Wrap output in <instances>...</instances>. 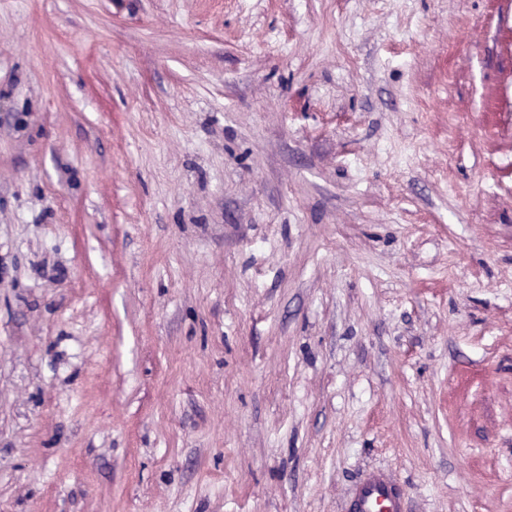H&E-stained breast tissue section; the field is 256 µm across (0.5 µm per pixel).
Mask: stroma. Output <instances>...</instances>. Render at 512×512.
Here are the masks:
<instances>
[{"instance_id":"1","label":"stroma","mask_w":512,"mask_h":512,"mask_svg":"<svg viewBox=\"0 0 512 512\" xmlns=\"http://www.w3.org/2000/svg\"><path fill=\"white\" fill-rule=\"evenodd\" d=\"M512 512V0H0V512ZM347 512H407V497L394 475L384 469L365 471L345 503Z\"/></svg>"}]
</instances>
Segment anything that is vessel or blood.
Listing matches in <instances>:
<instances>
[{"instance_id":"b4317fda","label":"vessel or blood","mask_w":512,"mask_h":512,"mask_svg":"<svg viewBox=\"0 0 512 512\" xmlns=\"http://www.w3.org/2000/svg\"><path fill=\"white\" fill-rule=\"evenodd\" d=\"M345 508L347 512H407V497L391 472L375 468L359 477Z\"/></svg>"}]
</instances>
